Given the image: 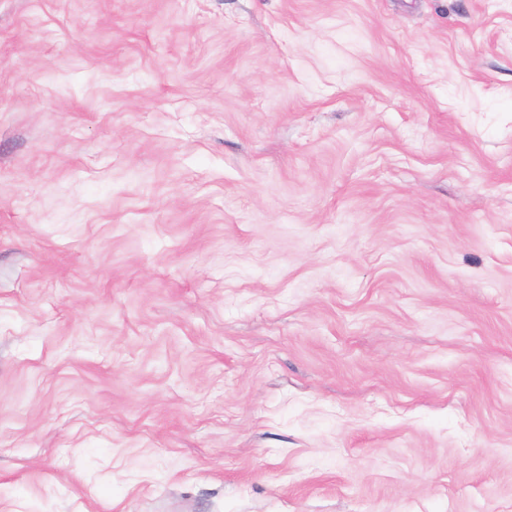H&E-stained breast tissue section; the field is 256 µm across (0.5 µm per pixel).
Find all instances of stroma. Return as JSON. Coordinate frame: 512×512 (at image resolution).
Here are the masks:
<instances>
[{"label": "stroma", "mask_w": 512, "mask_h": 512, "mask_svg": "<svg viewBox=\"0 0 512 512\" xmlns=\"http://www.w3.org/2000/svg\"><path fill=\"white\" fill-rule=\"evenodd\" d=\"M0 512H512V0H0Z\"/></svg>", "instance_id": "obj_1"}]
</instances>
